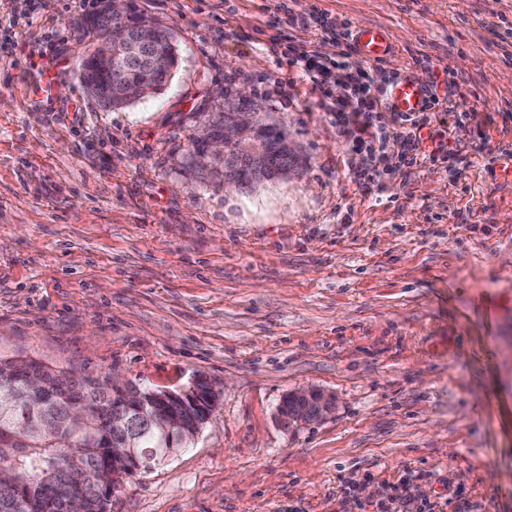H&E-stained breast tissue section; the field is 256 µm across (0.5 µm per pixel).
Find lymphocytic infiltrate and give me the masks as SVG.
I'll use <instances>...</instances> for the list:
<instances>
[{"label":"lymphocytic infiltrate","instance_id":"1","mask_svg":"<svg viewBox=\"0 0 512 512\" xmlns=\"http://www.w3.org/2000/svg\"><path fill=\"white\" fill-rule=\"evenodd\" d=\"M298 3L277 0L275 10L288 23L337 37L341 50L336 57H323L315 50L286 43L282 54L315 90L335 91L328 113L348 151L360 158L352 171L355 183L377 196L393 167L412 168L447 157L449 130L436 109L437 98H430L426 109L418 113L390 111L393 79L375 78L372 69H355L347 62L356 51L350 25L329 21L314 8L299 9Z\"/></svg>","mask_w":512,"mask_h":512}]
</instances>
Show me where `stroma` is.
I'll list each match as a JSON object with an SVG mask.
<instances>
[{
  "mask_svg": "<svg viewBox=\"0 0 512 512\" xmlns=\"http://www.w3.org/2000/svg\"><path fill=\"white\" fill-rule=\"evenodd\" d=\"M272 0H137L178 65L101 110L76 26L97 0H0V360L224 393L189 447L129 477L112 512H361L387 486L453 512H512V0H310L386 27L384 75L450 79L460 155L359 187L325 99L273 42ZM58 57L51 98L30 64ZM299 146L262 191L203 172L191 144L237 93ZM336 398L287 427L285 394ZM289 401L302 406L301 416L289 411ZM335 410L336 399L332 394L311 387L289 392L286 400L281 403L279 415L288 426H299L322 422Z\"/></svg>",
  "mask_w": 512,
  "mask_h": 512,
  "instance_id": "35a3bbf8",
  "label": "stroma"
}]
</instances>
